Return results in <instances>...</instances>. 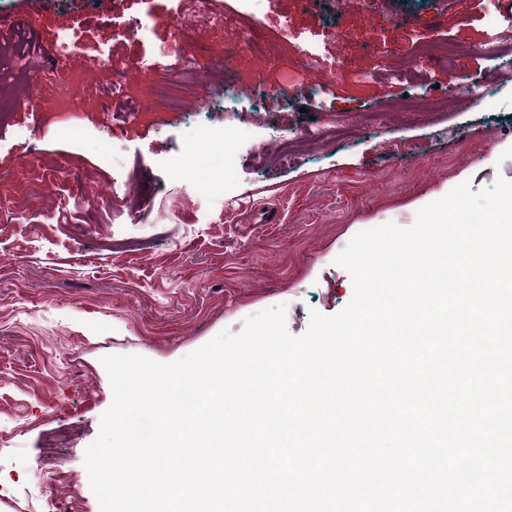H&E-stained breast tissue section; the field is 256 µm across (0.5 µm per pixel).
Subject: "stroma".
Wrapping results in <instances>:
<instances>
[{
  "label": "stroma",
  "instance_id": "35a3bbf8",
  "mask_svg": "<svg viewBox=\"0 0 512 512\" xmlns=\"http://www.w3.org/2000/svg\"><path fill=\"white\" fill-rule=\"evenodd\" d=\"M392 2L356 0L334 28L296 0H264L255 21L235 0H220L216 25L191 0H124L107 21L86 0L46 14L37 0H0V14L20 22L0 29V43L17 42L37 63L17 74L0 63V80L14 81L18 97L0 126V182L13 190L0 212V512H100L84 458L113 401L104 357L170 364L221 331L241 334L247 317L280 305L287 331L302 336L313 313L331 316L351 301L352 277L336 258L357 233L411 227L412 202L461 171L471 172L475 193L512 181V154L497 151L512 142V60L471 51L493 37L480 0H414L408 22L392 18ZM148 17L157 21L153 42L131 37L130 26ZM180 17L194 20L184 49L195 57L198 83L155 67L150 83L165 101L145 96L139 121L113 122L98 98L85 96L75 108L87 137L67 139L57 135L54 114L28 104L30 84L59 97L69 77L93 74L106 58L132 71L152 58L154 43H174L172 21ZM78 22L82 38L61 70L42 74L38 64L52 57L58 33ZM340 28L347 43L336 40ZM247 30L281 60L262 72L273 86L281 65L309 46L325 61L343 54L347 62L323 96L247 115L269 158L260 168L239 159L219 192L211 184L224 170L221 149L199 159L191 179L162 161L184 150L189 123L223 130V98L208 76ZM451 39L468 48L456 73L434 56L420 61L414 78L389 68L418 44ZM366 68L373 80L356 81ZM481 86L494 109L476 95L450 112L392 110L408 95L456 100ZM191 94L207 100L204 111L189 118L169 109ZM282 135L297 144L286 166L275 158ZM100 139L122 145L119 161L101 154ZM393 141L409 151H393ZM116 177L141 182L145 194L113 208L107 195ZM268 209L279 212L278 223L261 222ZM59 426L75 434L60 451L63 477L54 482L36 464L45 434Z\"/></svg>",
  "mask_w": 512,
  "mask_h": 512
}]
</instances>
